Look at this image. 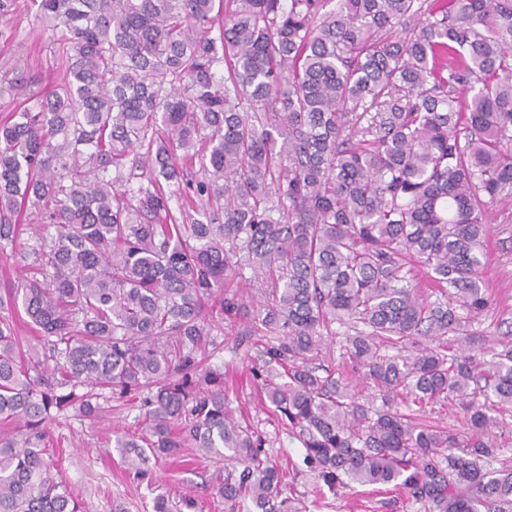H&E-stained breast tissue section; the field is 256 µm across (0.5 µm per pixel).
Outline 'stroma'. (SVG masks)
<instances>
[{
    "mask_svg": "<svg viewBox=\"0 0 512 512\" xmlns=\"http://www.w3.org/2000/svg\"><path fill=\"white\" fill-rule=\"evenodd\" d=\"M12 3L9 15L0 19V71L21 67L35 78L37 89L51 88L59 78L53 49L45 41L36 48L31 45L39 23L28 8L29 0ZM488 215L491 232L485 242L488 265L483 279L492 306L466 326L474 338V354L482 362L489 360L497 340L512 337V204L490 206ZM244 329V321L229 318L214 328L211 336L217 347L211 352L210 363L228 373L227 401L233 410L247 414L251 430L262 438L271 459L293 466L292 495L303 502L302 512H424L422 504L407 495L378 493L354 483L341 495L313 502L310 491L314 474L304 463V449L289 436L287 426L277 419L271 405L258 399L249 380L251 365L243 358ZM116 424L138 430L141 414L137 405L116 399L103 418L61 417L50 430L49 443L61 474L83 499L88 512H112L117 504L125 512H145V503L157 495L173 501L191 496L197 500L200 512H228L223 499L213 495L210 486L216 475L232 471V462L198 455L185 466L171 458L161 459L152 465L153 484L146 485L124 470L121 453L112 440Z\"/></svg>",
    "mask_w": 512,
    "mask_h": 512,
    "instance_id": "obj_1",
    "label": "stroma"
}]
</instances>
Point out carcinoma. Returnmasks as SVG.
Listing matches in <instances>:
<instances>
[{
  "label": "carcinoma",
  "instance_id": "carcinoma-1",
  "mask_svg": "<svg viewBox=\"0 0 512 512\" xmlns=\"http://www.w3.org/2000/svg\"><path fill=\"white\" fill-rule=\"evenodd\" d=\"M30 6L63 76L0 121V250L41 221L19 252L37 274L0 295L38 332L0 317V512H86L47 426L114 396L141 398V432L116 440L137 480L196 448L238 466L215 480L229 512H299L199 358L232 314L318 496L391 485L425 512H512V467L486 468L512 346L486 368L460 336L490 307L489 204L512 201V0ZM30 83L6 70L0 95ZM247 268L249 304L231 288ZM336 323L381 407L324 364ZM448 404L469 433L427 419Z\"/></svg>",
  "mask_w": 512,
  "mask_h": 512
}]
</instances>
